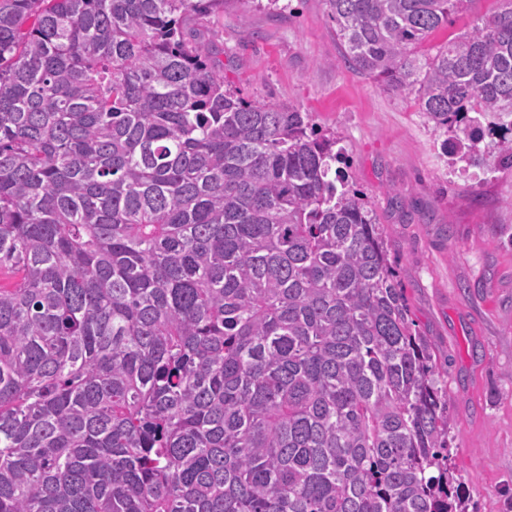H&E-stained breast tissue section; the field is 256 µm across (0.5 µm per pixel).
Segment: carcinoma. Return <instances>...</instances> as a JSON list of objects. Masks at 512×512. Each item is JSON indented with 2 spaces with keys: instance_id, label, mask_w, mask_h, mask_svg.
<instances>
[{
  "instance_id": "cac0c4a2",
  "label": "carcinoma",
  "mask_w": 512,
  "mask_h": 512,
  "mask_svg": "<svg viewBox=\"0 0 512 512\" xmlns=\"http://www.w3.org/2000/svg\"><path fill=\"white\" fill-rule=\"evenodd\" d=\"M238 1L0 0V512H468L338 140L184 31ZM325 2L447 154L512 166V0L432 56L474 0Z\"/></svg>"
}]
</instances>
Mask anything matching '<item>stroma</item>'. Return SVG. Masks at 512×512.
Wrapping results in <instances>:
<instances>
[{
	"label": "stroma",
	"instance_id": "35a3bbf8",
	"mask_svg": "<svg viewBox=\"0 0 512 512\" xmlns=\"http://www.w3.org/2000/svg\"><path fill=\"white\" fill-rule=\"evenodd\" d=\"M188 26L218 52L231 89L291 104L336 135L393 242L411 317L448 365L468 512H512V168L487 140L480 166L451 161L413 94L344 63L324 0L194 14Z\"/></svg>",
	"mask_w": 512,
	"mask_h": 512
}]
</instances>
